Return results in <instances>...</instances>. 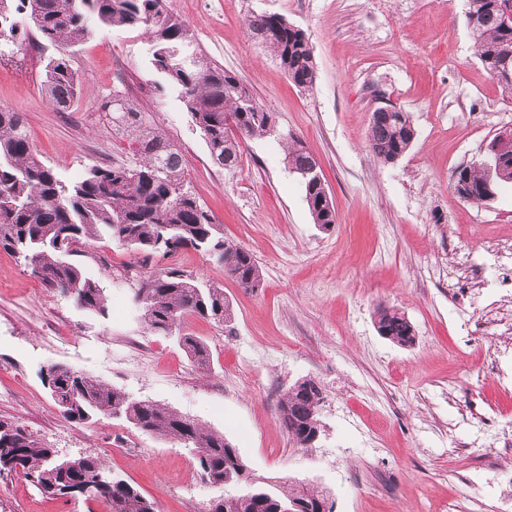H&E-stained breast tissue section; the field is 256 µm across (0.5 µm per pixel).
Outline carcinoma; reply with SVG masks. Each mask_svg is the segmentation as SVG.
<instances>
[{
	"instance_id": "cac0c4a2",
	"label": "carcinoma",
	"mask_w": 512,
	"mask_h": 512,
	"mask_svg": "<svg viewBox=\"0 0 512 512\" xmlns=\"http://www.w3.org/2000/svg\"><path fill=\"white\" fill-rule=\"evenodd\" d=\"M507 0H470L476 24L470 28L477 57L488 73L499 62L501 48L512 47V28L502 27L499 13ZM25 14L41 37L57 48L44 66L43 92L59 110L74 100L78 79L65 50L80 42L94 16L111 27L141 28L150 36L155 69L180 90L184 104L206 141L212 161L226 169L241 163L245 141L272 135V115L256 101L239 76L224 71L197 50L190 30L174 16L167 0H0V40L21 46L27 33L14 15ZM253 38L269 48L297 87L313 84L316 63L305 32L278 14L260 13L247 20ZM112 129L123 133L139 157L135 167L93 166L66 184L42 162L30 145L21 113L0 108V248L22 258L50 288L73 297L85 311L106 312L103 288L75 260L89 239H108L136 254L202 252L224 266V275L240 287L262 285L263 272L245 247L220 236L210 215L188 189L180 150L160 128L155 113L123 94L103 105ZM416 137L407 113L372 112L366 146L384 163L406 154ZM290 172L304 189L313 223L328 230L337 223L336 207L319 173L316 159L297 140L285 156ZM458 181L466 201L491 197L487 188L512 186V160L497 172L481 160L463 166ZM139 300L144 327L175 335L187 357L210 368L208 346L183 332L192 315L218 325L233 320L224 288L177 267L126 270ZM380 336L401 347L415 342V330L404 313L383 308L376 314ZM44 385L62 417L86 425L101 416H115L136 430L190 449L202 478L220 476L223 485L240 484L247 469L237 448L224 435L154 401L140 399L62 365L42 373ZM323 391L314 379L289 388L279 405L280 423L296 448H308L320 434ZM22 476L45 493L62 498L70 491L109 482L101 500L110 512H159V504L128 481L115 476L101 457L84 454L60 460L43 438L11 421L0 420V476ZM301 501L333 512L330 494L298 481L288 492L274 483L252 486L210 502L206 512H284Z\"/></svg>"
}]
</instances>
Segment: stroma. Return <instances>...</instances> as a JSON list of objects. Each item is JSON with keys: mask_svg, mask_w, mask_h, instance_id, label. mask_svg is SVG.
Instances as JSON below:
<instances>
[{"mask_svg": "<svg viewBox=\"0 0 512 512\" xmlns=\"http://www.w3.org/2000/svg\"><path fill=\"white\" fill-rule=\"evenodd\" d=\"M199 48L236 73L270 112L275 134L248 141L238 168L211 160L180 91L157 72L144 31L91 23L67 50L78 92L66 110L42 93L55 55L26 15L25 46L0 47V108L22 113L42 161L67 181L94 165L137 162L103 105L119 91L180 148L187 182L226 239L262 267L261 288H240L208 256L153 255L150 269L179 265L219 283L234 319L187 318L210 349L200 373L175 337L144 328L124 267L136 256L109 240L81 259L108 300L81 309L0 249V419L24 425L62 455L101 456L112 473L156 500L161 512H203L225 489L203 481L179 443L100 418L66 422L41 380L59 364L223 433L260 478L328 488L334 512H503L512 499V291L498 285L512 251V188L480 204L462 200L451 174L481 160L512 128V93L484 69L467 23V0H169ZM276 13L303 29L316 62L312 87H296L247 29ZM408 113L417 138L398 161L365 148L371 114ZM300 139L336 205L330 230L313 223L286 141ZM393 307L416 339L379 335L376 311ZM314 378L322 431L297 449L278 404ZM499 433L495 447L484 436ZM0 512H108L105 504L54 498L20 477H0Z\"/></svg>", "mask_w": 512, "mask_h": 512, "instance_id": "stroma-1", "label": "stroma"}]
</instances>
